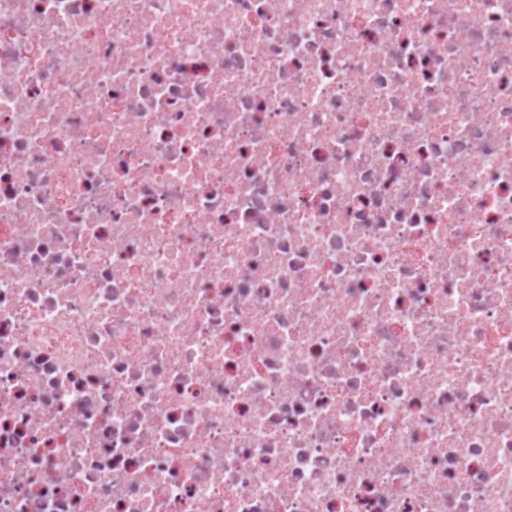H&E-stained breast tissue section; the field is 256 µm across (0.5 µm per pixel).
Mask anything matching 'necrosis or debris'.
I'll return each instance as SVG.
<instances>
[{"label":"necrosis or debris","instance_id":"4bbe7bcc","mask_svg":"<svg viewBox=\"0 0 512 512\" xmlns=\"http://www.w3.org/2000/svg\"><path fill=\"white\" fill-rule=\"evenodd\" d=\"M0 512H512V0H0Z\"/></svg>","mask_w":512,"mask_h":512}]
</instances>
